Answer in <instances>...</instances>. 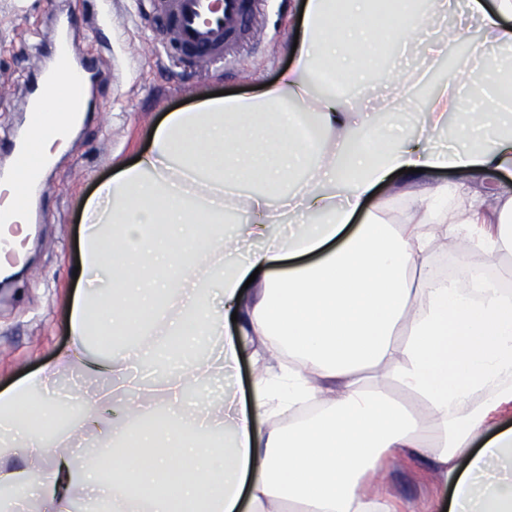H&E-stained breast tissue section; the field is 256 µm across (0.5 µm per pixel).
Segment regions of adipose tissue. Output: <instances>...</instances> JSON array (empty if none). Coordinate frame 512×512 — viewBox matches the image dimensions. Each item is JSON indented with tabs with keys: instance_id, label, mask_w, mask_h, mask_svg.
I'll return each mask as SVG.
<instances>
[{
	"instance_id": "ef3b65f1",
	"label": "adipose tissue",
	"mask_w": 512,
	"mask_h": 512,
	"mask_svg": "<svg viewBox=\"0 0 512 512\" xmlns=\"http://www.w3.org/2000/svg\"><path fill=\"white\" fill-rule=\"evenodd\" d=\"M467 0L483 40L465 26L443 39L422 36L432 16L457 0H401L393 27L365 18L374 0H303L292 63L253 96L208 97L168 113L149 146L83 203L80 293L68 319L71 349L0 392V512L47 500L71 512L73 489H91L93 512H397L367 492L388 450L426 457L439 486L451 488L449 512H512V427L495 416L512 404V295L471 276H433L425 227L444 224L453 250L475 245L512 253V192L490 197L478 185L491 171H512V105L472 114L457 93L512 95V72L482 53L483 43L512 48V0ZM429 65H397L380 75L387 92L376 112L423 111L422 128L404 142L360 127L344 85L379 44ZM462 45L480 60L439 81L427 104L417 90L429 67ZM331 68L336 80L315 81ZM83 85L73 67L54 71L32 112L25 150L0 193V268L23 257L31 233V172L63 150L77 123ZM456 113L459 146L430 148ZM453 171L447 186L401 229L354 214L397 172ZM229 213L249 217L243 232L220 229ZM223 288L213 306L207 288ZM129 338L123 356L92 347L95 336ZM223 337L209 358L197 342ZM255 350L253 395L183 404L188 389L219 372L233 380L240 352ZM153 353L171 377L149 393L127 375L130 358ZM103 376L108 392L85 396L81 417L51 427L55 384L72 364ZM399 384L416 399L390 395ZM118 401L128 424L112 465L89 464L73 446L88 430L111 435L102 406ZM35 416H26L28 408ZM28 456L14 459L15 446Z\"/></svg>"
}]
</instances>
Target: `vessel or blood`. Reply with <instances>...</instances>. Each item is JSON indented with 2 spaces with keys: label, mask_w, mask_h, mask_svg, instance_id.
Listing matches in <instances>:
<instances>
[{
  "label": "vessel or blood",
  "mask_w": 512,
  "mask_h": 512,
  "mask_svg": "<svg viewBox=\"0 0 512 512\" xmlns=\"http://www.w3.org/2000/svg\"><path fill=\"white\" fill-rule=\"evenodd\" d=\"M183 49L222 56L244 28L246 0H157Z\"/></svg>",
  "instance_id": "vessel-or-blood-1"
}]
</instances>
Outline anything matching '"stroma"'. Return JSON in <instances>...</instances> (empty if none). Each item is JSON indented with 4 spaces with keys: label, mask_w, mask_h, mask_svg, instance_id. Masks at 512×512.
Instances as JSON below:
<instances>
[{
    "label": "stroma",
    "mask_w": 512,
    "mask_h": 512,
    "mask_svg": "<svg viewBox=\"0 0 512 512\" xmlns=\"http://www.w3.org/2000/svg\"><path fill=\"white\" fill-rule=\"evenodd\" d=\"M301 4L255 0L245 37L224 56L200 61L168 49L170 22L153 0H0V175L13 166L12 144L28 125V89L53 56L59 25L101 75L85 89V119L68 150L46 169L31 203L36 231L25 264L0 287V387L70 347L84 199L148 146L167 113L221 90L250 96L275 82L292 61ZM454 181L447 171L430 174L423 186L396 179L378 188L364 210L396 226L414 194ZM381 475L401 512H427L430 502L443 500L423 459L386 458Z\"/></svg>",
    "instance_id": "1"
}]
</instances>
